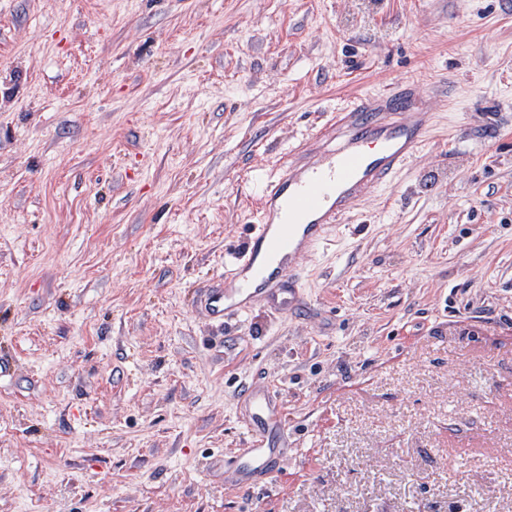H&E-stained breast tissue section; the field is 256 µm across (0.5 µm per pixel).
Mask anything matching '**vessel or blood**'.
I'll use <instances>...</instances> for the list:
<instances>
[{"label":"vessel or blood","mask_w":512,"mask_h":512,"mask_svg":"<svg viewBox=\"0 0 512 512\" xmlns=\"http://www.w3.org/2000/svg\"><path fill=\"white\" fill-rule=\"evenodd\" d=\"M429 142L425 114L412 86L366 95L336 112L315 145L290 150L275 177L261 180L259 208L246 247L235 256L228 288L205 289V308L215 321L250 312L258 302L284 311L297 304V258L314 252L332 225L343 223L356 202L389 185ZM242 400L252 410L244 448L233 471L250 486L275 473L282 452L272 436L282 427L274 385L249 386Z\"/></svg>","instance_id":"vessel-or-blood-1"}]
</instances>
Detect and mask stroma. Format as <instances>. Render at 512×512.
I'll return each instance as SVG.
<instances>
[{
    "label": "stroma",
    "mask_w": 512,
    "mask_h": 512,
    "mask_svg": "<svg viewBox=\"0 0 512 512\" xmlns=\"http://www.w3.org/2000/svg\"><path fill=\"white\" fill-rule=\"evenodd\" d=\"M406 82L302 303L210 321L258 177ZM0 361V512H512V0H0ZM242 401L250 406L252 417L247 428L246 446L239 448L232 473L239 485L249 487L258 478L274 476V460L284 451V446L276 447L272 442V435L282 427V408L273 384L246 387Z\"/></svg>",
    "instance_id": "1"
}]
</instances>
